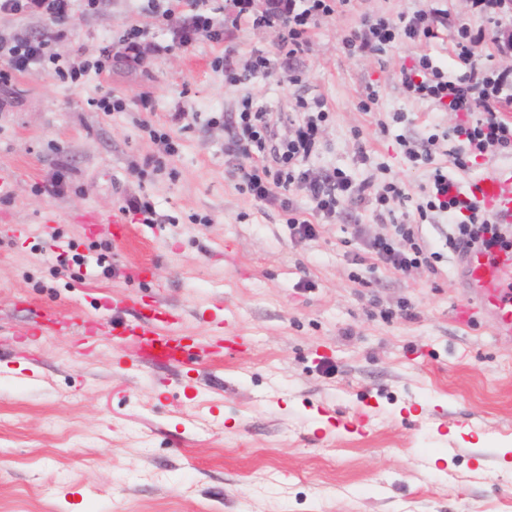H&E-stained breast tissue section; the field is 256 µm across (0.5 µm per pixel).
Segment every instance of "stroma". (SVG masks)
<instances>
[{
  "mask_svg": "<svg viewBox=\"0 0 512 512\" xmlns=\"http://www.w3.org/2000/svg\"><path fill=\"white\" fill-rule=\"evenodd\" d=\"M145 5L75 9L55 47L92 54L135 23L149 44L140 66L116 61L77 84L34 69L0 86V166L17 178L0 199V512H512V339L456 321L455 258L435 276L353 264L343 228L376 225L366 205L291 242L279 208L236 189L216 121L247 94L284 113L297 97L323 96L330 117L314 166L402 182L406 201L382 221H413L429 169L412 166L400 142L457 117L408 99L399 71L421 51L455 70L451 33L479 24L467 0H352L312 29L300 59L238 86L213 60L228 47L242 66L254 51L275 52L272 29L229 26L219 45L201 32L164 53L170 34ZM434 7L449 15L428 42L362 57L341 48L362 14ZM293 70L301 84L290 83ZM370 85L379 104L366 112ZM145 93L149 116L134 105ZM105 96L126 110H98ZM173 112L194 113L190 129L172 131ZM393 112L405 122L381 131ZM144 119L172 131L178 148L162 170L137 176L132 167L155 151ZM62 166L64 192L40 193ZM137 197L157 221L133 225L125 244L79 222ZM137 266L145 274L129 278ZM118 295L182 311L191 344L216 341L221 321L250 349L181 366L144 362L132 340L86 352L75 336L34 334L23 306L36 299L77 326ZM374 298L391 308L409 300L416 317L383 320Z\"/></svg>",
  "mask_w": 512,
  "mask_h": 512,
  "instance_id": "stroma-1",
  "label": "stroma"
}]
</instances>
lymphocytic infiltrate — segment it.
<instances>
[{"label": "lymphocytic infiltrate", "instance_id": "f902f5d3", "mask_svg": "<svg viewBox=\"0 0 512 512\" xmlns=\"http://www.w3.org/2000/svg\"><path fill=\"white\" fill-rule=\"evenodd\" d=\"M75 0H0V20L29 19L37 29L24 34L0 27V82L36 68H52L64 82H78L88 72H103L113 60L129 64L142 60L146 31L130 24L119 38L118 48L100 47L94 60L71 65L52 52L53 43L68 32L64 21L70 17ZM148 9L170 28L178 44L192 41L206 32L214 43L224 40L225 24L272 28L277 32V47L282 60L305 54L310 47V31L321 19L330 17L352 0H273L265 13L250 10V0H231L236 9L230 22L216 16L210 0H147ZM473 15L483 22L473 29L459 26L453 35L452 52L461 70L448 74L429 54L401 67L399 80L409 99L434 105L445 112H462L466 121L446 131L453 146L450 163L435 161L437 135L416 144L403 142V153L413 164L430 167L426 202L417 209L415 224H387L381 232L369 233L365 225L348 224L344 231L358 245L373 267L406 274L423 269L437 273L445 253L464 254L471 250L491 251L512 248V226L497 224L463 192L457 191L454 172H469L479 159L497 150H512V125L496 120V112L512 105V66L487 63L477 58L475 49L491 42L495 55L512 56V0H468ZM434 31L424 9L391 18L384 14L361 16L357 26L341 38L343 49L351 55L381 54L400 41L416 42L432 38ZM241 109L224 119L227 132L225 150L238 165L233 175L240 191L255 201L279 207L287 217L292 241L301 243L318 237L317 219L332 220L346 206L373 204L376 211H390L392 204L404 201L406 193L399 183H384L371 190L369 182L353 184L342 170L319 171L308 162L319 145V135L329 118L324 97L297 98L296 110L284 116L254 105L244 96ZM302 191L312 202L311 211L294 206L291 190ZM449 220L441 246H434L424 235V221Z\"/></svg>", "mask_w": 512, "mask_h": 512}]
</instances>
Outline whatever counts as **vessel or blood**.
Returning a JSON list of instances; mask_svg holds the SVG:
<instances>
[{
  "label": "vessel or blood",
  "mask_w": 512,
  "mask_h": 512,
  "mask_svg": "<svg viewBox=\"0 0 512 512\" xmlns=\"http://www.w3.org/2000/svg\"><path fill=\"white\" fill-rule=\"evenodd\" d=\"M468 193L482 209L500 224H512V166L495 168L473 180ZM84 224L93 233H105L115 241H125L128 220L125 215L103 217L96 212L86 213ZM463 284V300L457 306L458 320L481 313L488 330L495 337H512V249L491 253L473 251L458 266ZM133 336L142 355L150 361L181 364L191 359L189 345L170 324L153 330H138L126 321L88 319L82 324L80 340L90 338Z\"/></svg>",
  "instance_id": "obj_1"
}]
</instances>
